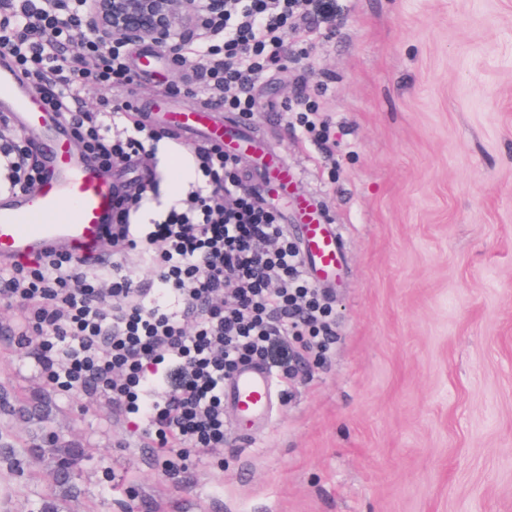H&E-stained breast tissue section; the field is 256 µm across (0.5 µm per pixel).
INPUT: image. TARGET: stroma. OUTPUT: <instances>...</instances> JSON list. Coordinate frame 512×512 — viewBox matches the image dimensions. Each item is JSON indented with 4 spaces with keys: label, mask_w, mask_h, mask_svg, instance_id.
<instances>
[{
    "label": "stroma",
    "mask_w": 512,
    "mask_h": 512,
    "mask_svg": "<svg viewBox=\"0 0 512 512\" xmlns=\"http://www.w3.org/2000/svg\"><path fill=\"white\" fill-rule=\"evenodd\" d=\"M305 55L259 77L248 120L264 155L246 186L298 221L324 212L346 239L330 292L335 342L306 362L259 434L175 477L134 420L61 394L0 305V512H512V0H328ZM134 84L89 106L169 129L145 213L203 132L170 118L205 106L193 64L127 44ZM330 120L314 141L289 103ZM296 176L268 193L265 156Z\"/></svg>",
    "instance_id": "35a3bbf8"
}]
</instances>
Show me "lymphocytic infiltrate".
<instances>
[{"label":"lymphocytic infiltrate","instance_id":"obj_1","mask_svg":"<svg viewBox=\"0 0 512 512\" xmlns=\"http://www.w3.org/2000/svg\"><path fill=\"white\" fill-rule=\"evenodd\" d=\"M300 0H227L200 51L206 87L225 110L252 114L255 79L288 48L282 33ZM0 46L16 71L42 84L81 153L103 171L156 153L165 132L81 101L86 86L133 84L121 48L84 38L51 0H0ZM198 178L166 215L136 223L145 193L122 195L112 214V266L77 264L50 251L0 268V302L19 305L15 333L40 351L43 371L66 395L94 394L134 417L155 460L203 459L224 445V381L242 365L267 364L291 381L307 354L326 352L327 294L305 276L298 249L273 208L248 194L218 143L194 149ZM38 152L0 144V190H32ZM137 252L153 287L134 284Z\"/></svg>","mask_w":512,"mask_h":512}]
</instances>
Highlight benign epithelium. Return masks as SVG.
<instances>
[{
    "label": "benign epithelium",
    "instance_id": "obj_1",
    "mask_svg": "<svg viewBox=\"0 0 512 512\" xmlns=\"http://www.w3.org/2000/svg\"><path fill=\"white\" fill-rule=\"evenodd\" d=\"M225 0H86L84 36L100 43L148 41L163 55L182 56L188 37L206 33Z\"/></svg>",
    "mask_w": 512,
    "mask_h": 512
}]
</instances>
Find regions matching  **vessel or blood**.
<instances>
[{
	"mask_svg": "<svg viewBox=\"0 0 512 512\" xmlns=\"http://www.w3.org/2000/svg\"><path fill=\"white\" fill-rule=\"evenodd\" d=\"M0 112L18 128L41 129V154L47 160L37 191L13 193L0 201V266L49 250L75 260L100 253L107 243L108 218L115 193L103 175L71 143L70 129L49 112L41 97L15 70L0 63ZM185 124L203 127L207 137L223 142L225 125L210 113L186 115ZM302 255L314 281L336 285L344 243L332 225L321 220L312 204L302 208ZM278 398L272 375L259 367L240 369L224 386V400L247 426L268 422Z\"/></svg>",
	"mask_w": 512,
	"mask_h": 512,
	"instance_id": "b4317fda",
	"label": "vessel or blood"
}]
</instances>
